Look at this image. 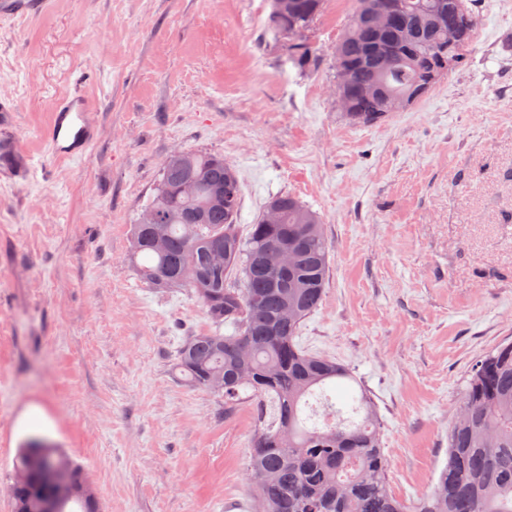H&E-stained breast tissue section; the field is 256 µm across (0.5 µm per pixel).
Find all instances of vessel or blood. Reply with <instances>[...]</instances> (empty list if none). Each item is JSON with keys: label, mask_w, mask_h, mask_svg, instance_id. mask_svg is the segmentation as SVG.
Segmentation results:
<instances>
[{"label": "vessel or blood", "mask_w": 512, "mask_h": 512, "mask_svg": "<svg viewBox=\"0 0 512 512\" xmlns=\"http://www.w3.org/2000/svg\"><path fill=\"white\" fill-rule=\"evenodd\" d=\"M94 112V104L83 95L61 98L44 132L51 153L70 160L82 158L99 137Z\"/></svg>", "instance_id": "obj_1"}]
</instances>
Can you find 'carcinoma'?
<instances>
[{
	"label": "carcinoma",
	"mask_w": 512,
	"mask_h": 512,
	"mask_svg": "<svg viewBox=\"0 0 512 512\" xmlns=\"http://www.w3.org/2000/svg\"><path fill=\"white\" fill-rule=\"evenodd\" d=\"M287 14H268L265 34L288 38V62L300 73L320 63L309 33L325 0H292ZM407 10L374 32L356 24L336 45L335 61L347 69L346 115L373 125L400 111L441 65L453 70L473 40L475 6L448 0H407ZM466 16L465 45L448 43V26ZM397 57L382 71L380 51ZM371 85L385 96L371 98ZM189 185L191 189L183 190ZM280 211V223L260 214L242 230L238 173L224 156L178 151L161 165L158 183L131 225V255L153 288L184 289L201 304L215 329L186 338L174 367L188 385L224 398L232 412L251 406L254 429L249 470L254 500L266 512H512V342L480 359L448 431V462L433 489L407 503L388 488V463L380 448L381 423L365 389L352 396L346 416L327 388L354 380L336 359L304 349L296 337L322 303L330 277V245L321 218L288 193L264 210ZM286 247L294 265L276 274L268 253ZM223 326L233 328L224 335ZM41 443L51 470L66 456L41 437L23 442L13 472L28 468L29 449ZM76 489L60 512H99L83 469L70 463ZM38 478L14 487L15 512H36Z\"/></svg>",
	"instance_id": "1"
}]
</instances>
